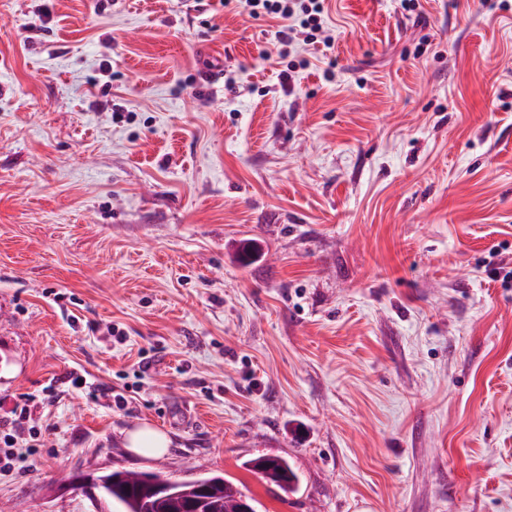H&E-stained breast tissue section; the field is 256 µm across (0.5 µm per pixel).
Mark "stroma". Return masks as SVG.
Segmentation results:
<instances>
[{
  "label": "stroma",
  "mask_w": 512,
  "mask_h": 512,
  "mask_svg": "<svg viewBox=\"0 0 512 512\" xmlns=\"http://www.w3.org/2000/svg\"><path fill=\"white\" fill-rule=\"evenodd\" d=\"M276 29L0 0V512H86L59 485L112 469L512 512V0H325L284 58ZM146 424L167 452L127 450ZM261 458L255 459L251 463V467L262 474L267 482L280 488L289 487L294 482L296 475L286 459L280 457Z\"/></svg>",
  "instance_id": "1"
}]
</instances>
